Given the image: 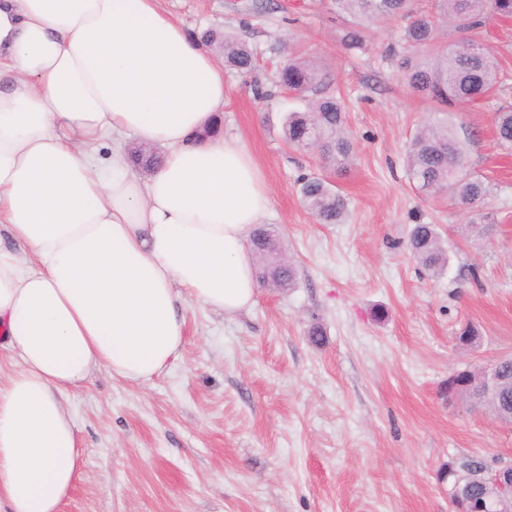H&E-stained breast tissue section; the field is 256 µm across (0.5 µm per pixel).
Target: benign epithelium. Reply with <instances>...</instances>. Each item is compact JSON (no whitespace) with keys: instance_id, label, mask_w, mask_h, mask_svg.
Listing matches in <instances>:
<instances>
[{"instance_id":"7a95c632","label":"benign epithelium","mask_w":512,"mask_h":512,"mask_svg":"<svg viewBox=\"0 0 512 512\" xmlns=\"http://www.w3.org/2000/svg\"><path fill=\"white\" fill-rule=\"evenodd\" d=\"M489 470L477 484L468 474L457 478L448 490L450 512H512V460H496Z\"/></svg>"}]
</instances>
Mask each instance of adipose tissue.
<instances>
[{
  "label": "adipose tissue",
  "instance_id": "obj_1",
  "mask_svg": "<svg viewBox=\"0 0 512 512\" xmlns=\"http://www.w3.org/2000/svg\"><path fill=\"white\" fill-rule=\"evenodd\" d=\"M224 75L160 0H0V512H62L79 475L68 389L131 383L181 354L184 299L233 316L257 293L250 231L271 206L238 141L192 142ZM131 133L139 177L98 146ZM164 152L161 147H156ZM154 148L148 149L146 146H136L130 151L131 160L135 169L145 172H152L162 161V154Z\"/></svg>",
  "mask_w": 512,
  "mask_h": 512
}]
</instances>
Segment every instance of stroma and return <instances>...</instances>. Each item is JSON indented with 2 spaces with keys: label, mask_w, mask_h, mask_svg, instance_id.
Listing matches in <instances>:
<instances>
[{
  "label": "stroma",
  "mask_w": 512,
  "mask_h": 512,
  "mask_svg": "<svg viewBox=\"0 0 512 512\" xmlns=\"http://www.w3.org/2000/svg\"><path fill=\"white\" fill-rule=\"evenodd\" d=\"M161 5L189 35L217 26L257 50L250 71L224 73L223 134L264 172V222L296 282L259 287L236 316L187 302L184 348L159 375L131 384L99 371L69 390L82 464L63 512H449L444 465L512 458V424L448 395L454 370L512 355V150L494 130L512 105V20H489L481 36L501 65L496 89L448 111L488 186L478 234L471 210L408 177L406 147L437 107L407 84L400 22L374 24L350 48L351 22L333 0ZM291 58L344 101L347 168L284 140L286 115L307 108L278 84ZM310 176L346 196V223L316 222L299 193ZM416 224L437 225L444 240L439 277L405 247ZM467 323L481 339L462 351L455 336Z\"/></svg>",
  "instance_id": "35a3bbf8"
}]
</instances>
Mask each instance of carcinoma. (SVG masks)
<instances>
[{
	"instance_id": "obj_1",
	"label": "carcinoma",
	"mask_w": 512,
	"mask_h": 512,
	"mask_svg": "<svg viewBox=\"0 0 512 512\" xmlns=\"http://www.w3.org/2000/svg\"><path fill=\"white\" fill-rule=\"evenodd\" d=\"M333 3L338 14L350 17L353 22L344 36V42L352 47L362 44L363 24L374 19L405 20L402 40L414 51L435 41L447 25L460 33L459 39L448 45L436 62L411 56L403 61L412 90L440 105L474 103L490 95L499 82V65L478 35L487 15L512 17V0H433L427 10L420 9L416 0H333ZM202 39L220 49L225 67L237 71L252 69L253 50L239 38L211 28L203 33ZM326 81V77L301 60L288 63L280 71L279 82L288 90L315 94L308 111L292 113L285 119L284 138L297 149L319 152L329 163L345 164L352 157L353 143L345 133L343 103L325 92ZM496 134L501 146L512 148V107L497 113ZM130 155L135 169L145 172L153 171L162 161L159 151L142 145L132 148ZM466 163L465 144L446 120L419 130L409 144L407 167L414 187L427 195L448 190L458 204L473 209L486 195V185L481 176L466 171ZM299 192L318 223H344L348 202L326 180L307 177L300 183ZM272 242L277 239L268 227L254 230L250 248L259 260L256 278L263 285L285 290L294 285L295 270L287 260L281 266L267 261L264 250ZM407 246L429 276L443 274L448 252L435 225H414ZM479 340V331L471 324L462 327L456 335V345L463 349L477 346ZM493 370L503 382L493 395L477 397L476 406L512 423V357L496 359ZM480 465L478 460L458 459L449 462L440 474L466 473Z\"/></svg>"
}]
</instances>
